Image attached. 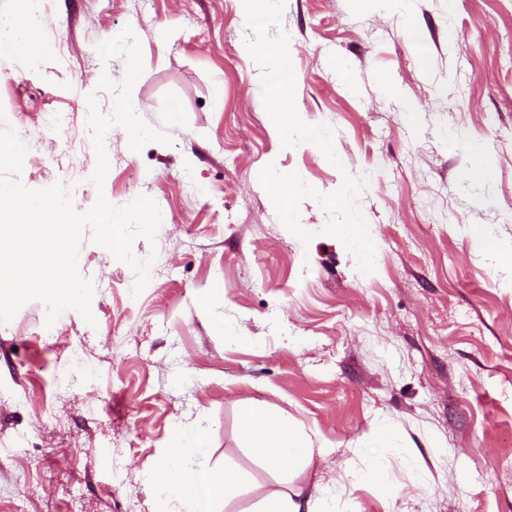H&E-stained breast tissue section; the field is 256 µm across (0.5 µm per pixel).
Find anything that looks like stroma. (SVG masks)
I'll return each mask as SVG.
<instances>
[{"label":"stroma","instance_id":"35a3bbf8","mask_svg":"<svg viewBox=\"0 0 512 512\" xmlns=\"http://www.w3.org/2000/svg\"><path fill=\"white\" fill-rule=\"evenodd\" d=\"M46 23L35 49L0 50L21 183L68 185L80 213L145 194L162 224L132 244L153 261L137 295L84 229L94 323L73 309L47 323L39 300L0 322V512H194L152 479L181 430V471L242 475L219 512L288 484L318 512H512V267L495 258L512 249V0H285L268 34H288L296 110L334 128L336 165L282 147L239 0H47ZM127 26L144 63L133 107L171 141L136 153L113 127L98 189L87 98L111 115L99 79L126 63L96 46ZM52 109L69 127L36 135ZM471 143L488 180L469 177ZM269 164L325 194L368 176L372 273L323 234L314 200L310 242L284 227L259 182ZM246 405L309 436L310 462L262 466Z\"/></svg>","mask_w":512,"mask_h":512}]
</instances>
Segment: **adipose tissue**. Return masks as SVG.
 Segmentation results:
<instances>
[{"instance_id":"1","label":"adipose tissue","mask_w":512,"mask_h":512,"mask_svg":"<svg viewBox=\"0 0 512 512\" xmlns=\"http://www.w3.org/2000/svg\"><path fill=\"white\" fill-rule=\"evenodd\" d=\"M241 428L251 448L272 471H285L287 466L309 461L313 455L309 438L287 419L246 407L241 412ZM239 482L238 474L230 469L205 467L186 475L164 465L155 472V483L160 490L175 484L191 486L198 496L199 512H209V504L235 491Z\"/></svg>"}]
</instances>
